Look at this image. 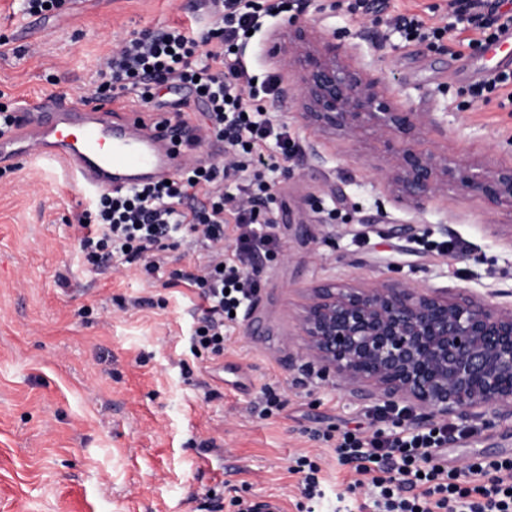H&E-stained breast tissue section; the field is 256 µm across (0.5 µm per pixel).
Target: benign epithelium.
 Wrapping results in <instances>:
<instances>
[{"label":"benign epithelium","mask_w":512,"mask_h":512,"mask_svg":"<svg viewBox=\"0 0 512 512\" xmlns=\"http://www.w3.org/2000/svg\"><path fill=\"white\" fill-rule=\"evenodd\" d=\"M271 52L287 68L298 65L293 103L307 125L348 138L363 130L379 141L400 136L392 164L378 169L396 199L420 208L451 182L464 195L512 205V166L448 167L423 148L439 121L393 105L380 78L339 64L336 43L314 26L293 27ZM500 296L458 302L398 282L320 286L298 316L301 356L344 384L371 385L389 407L403 403L440 420L489 410L511 418L512 303L493 302Z\"/></svg>","instance_id":"7a95c632"}]
</instances>
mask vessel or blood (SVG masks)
Wrapping results in <instances>:
<instances>
[{
    "label": "vessel or blood",
    "mask_w": 512,
    "mask_h": 512,
    "mask_svg": "<svg viewBox=\"0 0 512 512\" xmlns=\"http://www.w3.org/2000/svg\"><path fill=\"white\" fill-rule=\"evenodd\" d=\"M510 45L512 29L486 43L483 53L494 70L512 69V57L501 54ZM11 139L22 143L24 151L61 163L85 190L102 192L171 177L191 163L201 136L191 122L177 123L163 115L149 122L138 112L117 117L106 107H52L34 99L24 106Z\"/></svg>",
    "instance_id": "b4317fda"
}]
</instances>
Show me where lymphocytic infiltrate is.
I'll return each instance as SVG.
<instances>
[{"label":"lymphocytic infiltrate","mask_w":512,"mask_h":512,"mask_svg":"<svg viewBox=\"0 0 512 512\" xmlns=\"http://www.w3.org/2000/svg\"><path fill=\"white\" fill-rule=\"evenodd\" d=\"M467 22L494 40L512 28V15L497 0H454ZM215 21L205 35L165 26L133 33L105 57L94 97L112 100L137 92L151 105L156 87L188 90L205 107V127L223 142L229 161L189 166L159 181L95 194L77 217L74 238L84 263L97 270L141 264L147 274H167L169 284L199 288L201 302L188 337L194 357L224 353V325L247 308L259 287L252 274L260 254L276 246L262 229L271 203L274 176L294 146L287 124L266 115L264 97L276 91L275 77L262 85L248 78L233 50L257 28L261 0H211ZM274 143L277 151L264 153ZM235 220V248L224 252V214ZM184 248L196 257L193 271H166L168 251ZM453 429L438 425L417 430L375 431L371 437L342 433L340 461L368 477L372 512H512V458L479 459L459 471L441 463L438 451ZM302 476L299 512H317L325 500L321 468L296 457Z\"/></svg>","instance_id":"obj_1"}]
</instances>
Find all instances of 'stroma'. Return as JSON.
I'll return each instance as SVG.
<instances>
[{
	"label": "stroma",
	"mask_w": 512,
	"mask_h": 512,
	"mask_svg": "<svg viewBox=\"0 0 512 512\" xmlns=\"http://www.w3.org/2000/svg\"><path fill=\"white\" fill-rule=\"evenodd\" d=\"M451 0H307L264 17L240 58L250 76L278 78L266 102L297 143L272 192L277 241L256 263L260 287L224 328V355L193 357L187 336L199 298L164 286L141 265H84L69 222L91 197L38 156L0 165V512H233L230 500L274 498L297 512V455L321 467L348 504L367 500L332 440L347 430L391 429L365 388L338 384L298 355L294 319L312 288L404 282L480 298L512 291V209L457 191L423 208L395 202L375 165L392 156L369 137L343 140L282 111L292 89L269 50L297 20L335 35L341 58L381 78L397 104L442 122L429 149L460 160L512 162V111L470 95L480 48L460 41ZM448 26L438 42L405 38L390 20ZM210 23L208 0H67L47 18L0 0L1 99L75 102L99 61L133 32ZM284 402L263 415V391ZM449 440L450 467L512 457V418L469 420ZM219 503L206 506V489Z\"/></svg>",
	"instance_id": "stroma-1"
}]
</instances>
